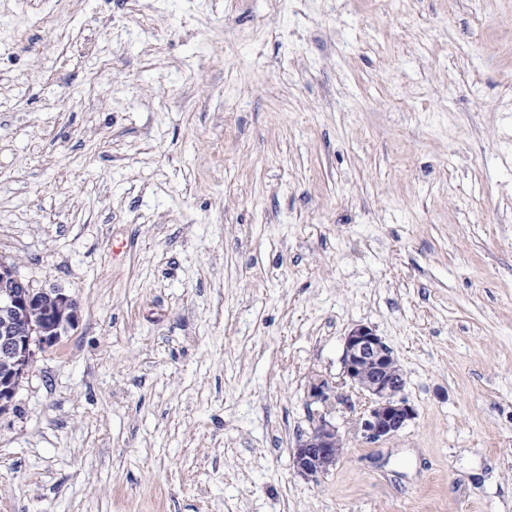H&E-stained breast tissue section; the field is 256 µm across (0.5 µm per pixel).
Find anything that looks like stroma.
I'll use <instances>...</instances> for the list:
<instances>
[{"instance_id":"1","label":"stroma","mask_w":512,"mask_h":512,"mask_svg":"<svg viewBox=\"0 0 512 512\" xmlns=\"http://www.w3.org/2000/svg\"><path fill=\"white\" fill-rule=\"evenodd\" d=\"M0 256L80 306L0 512H512V0H0ZM343 365L350 384L369 395L355 434L369 444L395 438L414 419L415 410L401 395L406 381L391 349L375 330L359 325L345 338ZM346 440L336 426L321 421L311 433L298 441L294 454L297 472L311 477L328 472L342 454Z\"/></svg>"}]
</instances>
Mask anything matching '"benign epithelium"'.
I'll use <instances>...</instances> for the list:
<instances>
[{
	"instance_id": "7a95c632",
	"label": "benign epithelium",
	"mask_w": 512,
	"mask_h": 512,
	"mask_svg": "<svg viewBox=\"0 0 512 512\" xmlns=\"http://www.w3.org/2000/svg\"><path fill=\"white\" fill-rule=\"evenodd\" d=\"M79 321V306L59 289L37 290L0 259V414L8 412L22 379L38 353L56 345ZM344 375L369 395L358 415L355 433L376 444L395 438L414 419L413 406L402 396L406 381L391 349L369 326L353 328L345 338ZM312 400L332 409L335 395L323 381L311 385ZM336 426L323 420L300 438L294 465L303 476L315 477L333 467L345 448Z\"/></svg>"
}]
</instances>
